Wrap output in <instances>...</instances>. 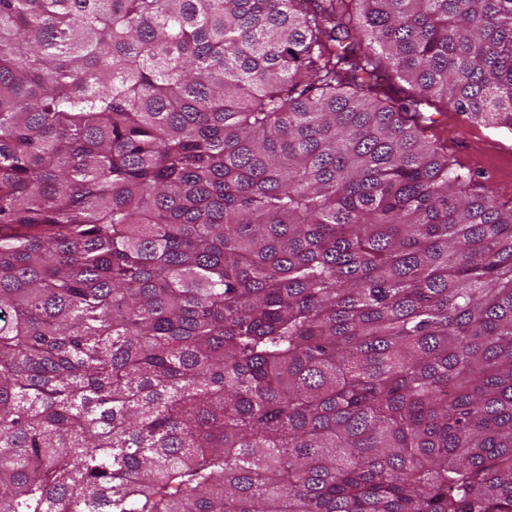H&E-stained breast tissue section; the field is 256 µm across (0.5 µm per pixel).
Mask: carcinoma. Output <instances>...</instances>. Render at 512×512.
<instances>
[{
    "label": "carcinoma",
    "instance_id": "obj_1",
    "mask_svg": "<svg viewBox=\"0 0 512 512\" xmlns=\"http://www.w3.org/2000/svg\"><path fill=\"white\" fill-rule=\"evenodd\" d=\"M437 99L512 126V0H0V512H512Z\"/></svg>",
    "mask_w": 512,
    "mask_h": 512
}]
</instances>
